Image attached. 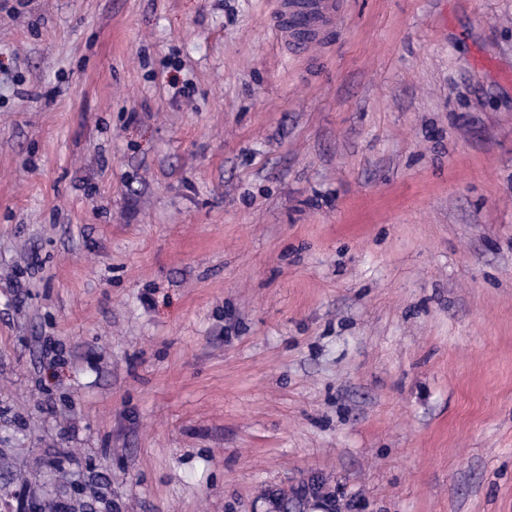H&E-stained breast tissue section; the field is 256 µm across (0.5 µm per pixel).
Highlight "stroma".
Returning <instances> with one entry per match:
<instances>
[{
    "mask_svg": "<svg viewBox=\"0 0 512 512\" xmlns=\"http://www.w3.org/2000/svg\"><path fill=\"white\" fill-rule=\"evenodd\" d=\"M0 0L10 512H512V0ZM335 0H278L273 27L287 46L300 47L336 22Z\"/></svg>",
    "mask_w": 512,
    "mask_h": 512,
    "instance_id": "1",
    "label": "stroma"
}]
</instances>
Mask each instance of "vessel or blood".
Segmentation results:
<instances>
[{
	"label": "vessel or blood",
	"mask_w": 512,
	"mask_h": 512,
	"mask_svg": "<svg viewBox=\"0 0 512 512\" xmlns=\"http://www.w3.org/2000/svg\"><path fill=\"white\" fill-rule=\"evenodd\" d=\"M336 0H277L273 27L280 40L300 47L335 23Z\"/></svg>",
	"instance_id": "vessel-or-blood-1"
}]
</instances>
